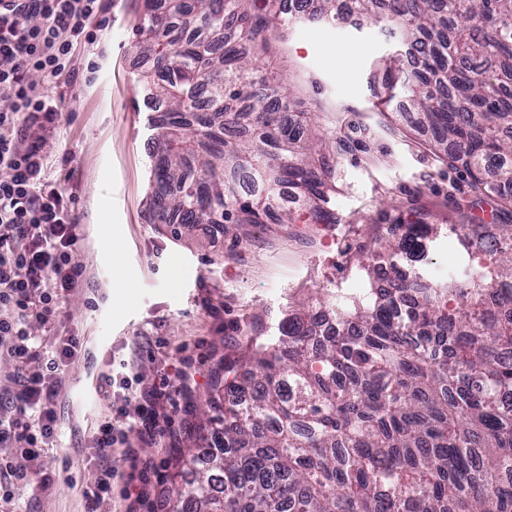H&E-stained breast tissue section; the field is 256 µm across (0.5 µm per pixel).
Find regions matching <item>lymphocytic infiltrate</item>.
Segmentation results:
<instances>
[{"label": "lymphocytic infiltrate", "instance_id": "obj_1", "mask_svg": "<svg viewBox=\"0 0 512 512\" xmlns=\"http://www.w3.org/2000/svg\"><path fill=\"white\" fill-rule=\"evenodd\" d=\"M97 9L98 0H21L0 9V347L19 368L18 392L10 404H0V444H18L33 459L54 439L50 401L62 386L59 367L81 351L82 342L63 339L45 366L32 370L28 364L40 350L18 324L28 317L49 321L58 299L79 287L83 271L70 263L78 234L63 194L42 177L35 127L39 120L53 121L56 110L26 76L33 70L51 81L69 76L75 44L93 38ZM100 380L122 391L93 435L102 455L129 447L133 431L155 419L168 399L170 383L137 387L121 373ZM133 396L139 404L132 412Z\"/></svg>", "mask_w": 512, "mask_h": 512}]
</instances>
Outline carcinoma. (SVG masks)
<instances>
[{
  "instance_id": "1",
  "label": "carcinoma",
  "mask_w": 512,
  "mask_h": 512,
  "mask_svg": "<svg viewBox=\"0 0 512 512\" xmlns=\"http://www.w3.org/2000/svg\"><path fill=\"white\" fill-rule=\"evenodd\" d=\"M144 0L135 36L152 68L159 224H334L336 146L279 112L282 83L261 56L287 38L275 0ZM336 0L299 12L340 19ZM351 0L348 14L395 25L419 67L380 60L370 88L403 106L448 165L466 169L470 208H512V0ZM494 260L425 288L378 251L390 287L340 298L333 332L303 303L280 335L224 361L199 433L204 456L173 512H512V224H464ZM399 252L422 256L435 224H390Z\"/></svg>"
}]
</instances>
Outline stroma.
<instances>
[{
    "label": "stroma",
    "mask_w": 512,
    "mask_h": 512,
    "mask_svg": "<svg viewBox=\"0 0 512 512\" xmlns=\"http://www.w3.org/2000/svg\"><path fill=\"white\" fill-rule=\"evenodd\" d=\"M142 11L143 0H100L93 41L74 49L73 79L28 75L59 113L45 133L43 176L62 190L78 226L70 256L84 276L48 322L31 320L25 329L49 349L84 338L91 355L61 371L50 448L36 460L6 449L18 474L0 478V512H87L91 441L108 407L97 372L112 359L129 360L148 383L171 376L184 358L203 373L197 387L171 388L159 407L161 433L135 438L129 451L113 449L109 462L120 477L96 507L125 512L123 478L139 471L135 512H170L183 483L174 466L178 448H207L189 431L207 407L215 367L278 335L288 311L318 289L362 295L369 281L361 263L388 225H441L415 265L429 283L473 265L452 230L482 215L466 208L467 173L435 155L407 115L394 109L382 116L370 90L374 62L398 47L399 32L386 23H294L285 51L263 61L290 90L288 119L309 117L315 133L344 142L336 154L335 223L283 224L275 214L263 224L222 228L155 223L148 205L154 113L134 38Z\"/></svg>",
    "instance_id": "35a3bbf8"
}]
</instances>
